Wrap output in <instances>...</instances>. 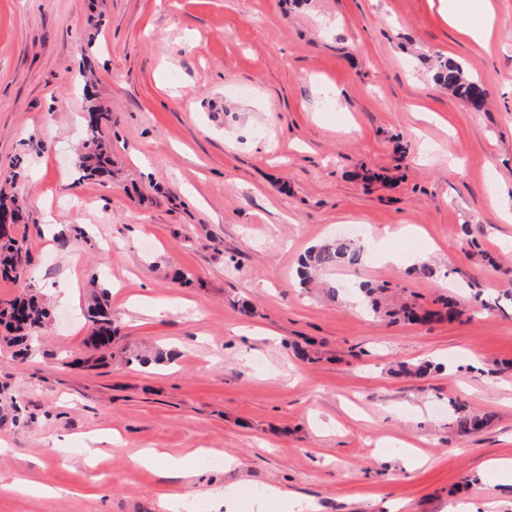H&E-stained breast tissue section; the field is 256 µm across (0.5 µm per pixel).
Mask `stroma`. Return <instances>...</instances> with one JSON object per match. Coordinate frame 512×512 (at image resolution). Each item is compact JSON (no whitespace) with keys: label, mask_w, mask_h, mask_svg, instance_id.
<instances>
[{"label":"stroma","mask_w":512,"mask_h":512,"mask_svg":"<svg viewBox=\"0 0 512 512\" xmlns=\"http://www.w3.org/2000/svg\"><path fill=\"white\" fill-rule=\"evenodd\" d=\"M487 15L477 41L439 0H0V187L34 270L0 300L33 290L53 311L27 363L0 341V512H163L176 495L252 512L267 486L284 492L269 512H512L486 469L512 460V0ZM438 56L482 85V109L432 81ZM93 99L112 109L106 184L78 168ZM71 224L85 235L66 249L47 238ZM344 224L406 228L408 256L487 308L394 325L299 287L300 257ZM466 228L498 268L469 258ZM94 274L121 330L91 369ZM335 278L443 293L375 250ZM155 345L177 359L125 366ZM425 359L442 372H390ZM452 399L488 427L449 429ZM146 448L180 471L134 465Z\"/></svg>","instance_id":"stroma-1"}]
</instances>
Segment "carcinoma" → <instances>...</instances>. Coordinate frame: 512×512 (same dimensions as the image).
<instances>
[{
	"instance_id": "obj_1",
	"label": "carcinoma",
	"mask_w": 512,
	"mask_h": 512,
	"mask_svg": "<svg viewBox=\"0 0 512 512\" xmlns=\"http://www.w3.org/2000/svg\"><path fill=\"white\" fill-rule=\"evenodd\" d=\"M433 79L448 89L453 96L479 109L484 103V90L478 82L464 75L461 64L448 58L436 59L433 64ZM112 126V113L101 105L89 109L88 135L79 157V168L88 179L112 175L111 146L105 138L106 128ZM0 213L10 217V223L0 224V279L17 281L25 277L30 266V257L25 249V239L15 233L14 226L21 220L20 207L14 198L0 191ZM365 248L345 238H333L312 246L301 261L298 276L300 285L313 281L318 272L333 271L338 267L360 264ZM92 301L88 314L94 325L95 348L112 344V337L118 327L112 323L109 290L91 279ZM348 290L356 295L357 303L368 314L392 324L425 323L436 319H455L465 315L468 308L448 296L438 300L441 308L431 310L423 307L413 295H402L392 300L388 294L395 286L388 281L364 282L344 285L340 288L330 282L323 285L324 294L332 300L338 299L340 291ZM50 319V312L43 299L32 293L19 295L0 303V325L6 334L3 341L16 348V356L25 360L29 354V341ZM173 360V353L161 348L148 351H132L124 357L127 364H137L143 368L159 366ZM442 366L430 361L420 363L398 362L392 372L398 376L415 379L425 378ZM449 427L457 434L467 436L481 432L490 422L488 414H479L465 404L455 401L450 404Z\"/></svg>"
}]
</instances>
